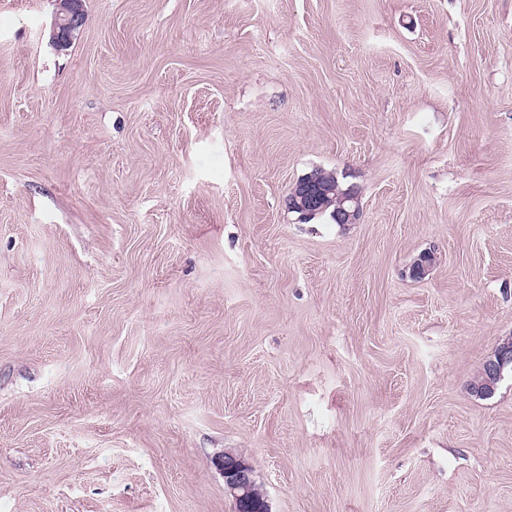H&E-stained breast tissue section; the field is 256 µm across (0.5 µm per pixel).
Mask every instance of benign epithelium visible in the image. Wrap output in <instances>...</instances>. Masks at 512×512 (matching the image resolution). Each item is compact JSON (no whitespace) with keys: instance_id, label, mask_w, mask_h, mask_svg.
<instances>
[{"instance_id":"1","label":"benign epithelium","mask_w":512,"mask_h":512,"mask_svg":"<svg viewBox=\"0 0 512 512\" xmlns=\"http://www.w3.org/2000/svg\"><path fill=\"white\" fill-rule=\"evenodd\" d=\"M51 39L54 45L63 50L70 46L75 32L82 26L84 10L82 0H56ZM336 205V217L341 224H354L360 215L359 194L348 188L336 194V187L322 183L313 176L302 178L293 188L288 200V210L298 213V219L304 222L324 207V204ZM512 369V353L506 347H500L487 361V386H478L473 393L488 396L494 384L500 382L505 373ZM224 476V486L233 496L237 512H271L265 498L256 493V481L252 467L231 453H224L219 462Z\"/></svg>"}]
</instances>
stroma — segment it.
Masks as SVG:
<instances>
[{
    "mask_svg": "<svg viewBox=\"0 0 512 512\" xmlns=\"http://www.w3.org/2000/svg\"><path fill=\"white\" fill-rule=\"evenodd\" d=\"M54 10L0 0V512H235L227 451L271 512H512V0ZM58 5L55 13L51 39L54 45L67 49L75 32L82 26L84 10L82 0H56ZM312 174L333 181L336 187L322 183L313 176L304 177L293 188L288 200V211L298 213L299 221L304 222L321 210L324 203L336 204L335 212L340 224L356 223L360 215L359 194L356 190L350 187L343 191L345 188L333 171L315 169ZM336 190L343 193L336 195ZM506 344L507 347L498 348L495 354L487 361L488 381L486 384L488 387L477 386L472 388L473 393L479 396L490 395L491 390L494 389V384L500 382L508 370H510V373L512 372V353L508 351L509 341Z\"/></svg>",
    "mask_w": 512,
    "mask_h": 512,
    "instance_id": "obj_1",
    "label": "stroma"
}]
</instances>
